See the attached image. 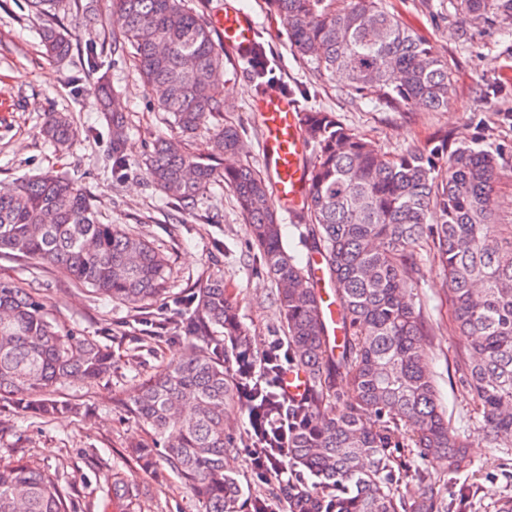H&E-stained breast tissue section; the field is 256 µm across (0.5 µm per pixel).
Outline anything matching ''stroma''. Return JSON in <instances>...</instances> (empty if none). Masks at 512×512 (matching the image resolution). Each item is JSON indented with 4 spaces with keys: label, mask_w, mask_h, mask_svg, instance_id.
<instances>
[{
    "label": "stroma",
    "mask_w": 512,
    "mask_h": 512,
    "mask_svg": "<svg viewBox=\"0 0 512 512\" xmlns=\"http://www.w3.org/2000/svg\"><path fill=\"white\" fill-rule=\"evenodd\" d=\"M244 2L257 16V39L267 54L268 73L256 78L250 64L225 52L221 81L229 108L213 123L238 128L250 164L260 163L262 131L251 110L260 90L291 93L303 110L336 113L385 153L429 144L444 134L471 137L486 126L503 151L495 185L498 218L512 224V80L503 76L512 70V21L494 18L469 24L456 15L451 0H383L387 10L426 38L454 71L448 109L398 112L360 99L341 78L316 77L291 52L288 28L270 12L266 0ZM46 22L29 0H0V183L52 171L68 173L94 198L102 223L126 225L166 255L169 275L165 292L140 313L99 297L60 269L0 257V279L36 289L54 318L110 346L114 361L112 373L100 380L74 379L57 386L56 396L78 403L80 414L44 422L27 418L10 400L1 399L0 464L21 460L58 471L69 485L71 512H200L191 491L163 461L145 471L126 454L129 445L150 439L149 428L126 409L136 384L177 359L185 342L170 332L151 336V324L178 322L184 312L177 297L220 278L261 354L271 338L284 335L273 300L275 285L260 265L258 250L224 185L210 187L194 208L182 211L181 222L171 221L179 204L153 186L144 161L158 136L171 137L175 131L143 87L132 48L115 49L121 26L107 0H98L93 12L71 9L62 14L61 27L73 35L72 52L63 61L43 52L40 33ZM91 47L114 59L109 75L131 129L125 147L128 165L118 180L111 174L107 142L85 136L91 126L107 129L93 96L95 76L87 63ZM52 112L71 113L80 131L67 151H55L40 135ZM417 280L411 297L432 334L429 364L441 403L457 429L469 437L480 434L457 387L454 355L463 339L448 333L447 287L437 264L422 261ZM470 455L471 470L452 481L498 493L512 472V453L482 447L471 449ZM116 472L137 480L143 494L136 499L113 497Z\"/></svg>",
    "instance_id": "obj_1"
}]
</instances>
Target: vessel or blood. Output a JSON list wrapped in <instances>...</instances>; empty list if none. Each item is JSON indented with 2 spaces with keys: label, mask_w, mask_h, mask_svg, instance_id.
<instances>
[{
  "label": "vessel or blood",
  "mask_w": 512,
  "mask_h": 512,
  "mask_svg": "<svg viewBox=\"0 0 512 512\" xmlns=\"http://www.w3.org/2000/svg\"><path fill=\"white\" fill-rule=\"evenodd\" d=\"M217 23L234 55L250 60L256 48L252 13L241 8L237 0H225ZM252 110L263 133L261 162L273 184L275 203L285 213H297L310 190L300 109L291 96L261 91L252 102Z\"/></svg>",
  "instance_id": "1"
}]
</instances>
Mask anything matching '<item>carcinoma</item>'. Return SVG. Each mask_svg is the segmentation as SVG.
<instances>
[{
	"label": "carcinoma",
	"instance_id": "1",
	"mask_svg": "<svg viewBox=\"0 0 512 512\" xmlns=\"http://www.w3.org/2000/svg\"><path fill=\"white\" fill-rule=\"evenodd\" d=\"M122 19L123 43L134 50L144 86L181 136L189 138L224 112V49L186 0H109ZM55 18L66 0H32ZM288 21L291 50L320 78L343 74L360 97L402 111L448 108V60L381 4L352 0H267ZM472 25L512 19V0H453ZM46 52L65 58L68 35L43 30ZM107 63L95 85L99 109L118 96ZM112 112V111H110ZM311 151V187L297 214L305 222L321 280L286 249L270 181L243 160L233 125L218 127L207 150L161 137L146 163L151 182L185 208L222 183L246 220V232L272 278L288 345V362L308 376L306 395L288 405L291 479L246 494L229 460L239 452L228 416L254 388L252 413L274 418L276 390L251 381L254 338L224 281L192 294L182 355L142 382L129 412L151 429L152 444L130 455L149 470L157 448L189 488L201 512H452L448 487L413 472L406 454L444 463L446 474L472 467L469 447L512 448V224L496 223L497 148H474L441 136L433 147L387 154L333 112H303ZM112 171L126 167L128 127L119 112L108 124ZM78 132L71 117L51 115L42 137L58 150ZM446 157L444 171L437 161ZM234 163L216 165L220 158ZM440 264L448 286V332L467 343L455 356L463 397L484 432L470 439L448 420L428 370L422 314L402 293L414 283L422 254ZM56 267L97 295L131 309L147 308L165 291L168 261L123 224L101 222L87 192L63 173L0 184V255ZM328 284L331 291L322 288ZM336 300V329L325 298ZM214 328L222 339L209 336ZM238 369H232V364ZM112 350L52 318L39 293L0 279V398L23 414L51 419L78 413L55 397L71 378L87 382L112 372ZM414 480L415 497L401 491ZM112 492L133 498L140 484L114 477ZM0 512H71L58 472L17 461L0 466Z\"/></svg>",
	"mask_w": 512,
	"mask_h": 512
}]
</instances>
